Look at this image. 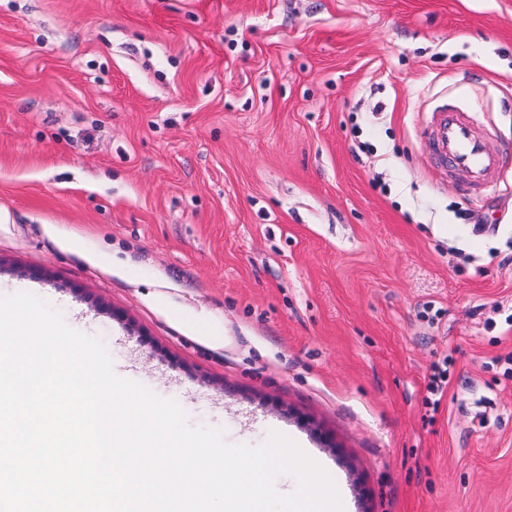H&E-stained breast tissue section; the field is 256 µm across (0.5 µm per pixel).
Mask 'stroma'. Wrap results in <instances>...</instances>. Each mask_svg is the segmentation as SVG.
Returning a JSON list of instances; mask_svg holds the SVG:
<instances>
[{"mask_svg":"<svg viewBox=\"0 0 512 512\" xmlns=\"http://www.w3.org/2000/svg\"><path fill=\"white\" fill-rule=\"evenodd\" d=\"M444 101L512 148V0H0V296L343 512H512V167ZM427 141L438 159L466 172L474 188L492 180L504 160L503 153L488 147L470 116L443 107L431 112Z\"/></svg>","mask_w":512,"mask_h":512,"instance_id":"35a3bbf8","label":"stroma"}]
</instances>
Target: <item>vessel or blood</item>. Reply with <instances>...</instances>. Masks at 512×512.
<instances>
[{
  "mask_svg": "<svg viewBox=\"0 0 512 512\" xmlns=\"http://www.w3.org/2000/svg\"><path fill=\"white\" fill-rule=\"evenodd\" d=\"M427 141L438 159L466 172L474 188L492 180L504 160L503 153L488 147L470 116L443 107L431 114Z\"/></svg>",
  "mask_w": 512,
  "mask_h": 512,
  "instance_id": "vessel-or-blood-1",
  "label": "vessel or blood"
}]
</instances>
